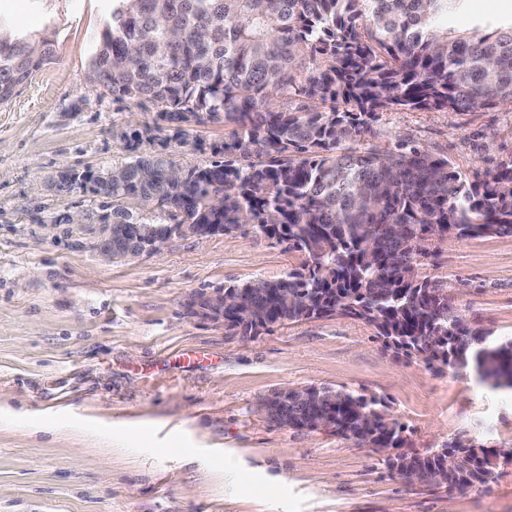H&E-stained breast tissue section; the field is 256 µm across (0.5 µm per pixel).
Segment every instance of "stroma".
<instances>
[{
  "label": "stroma",
  "mask_w": 512,
  "mask_h": 512,
  "mask_svg": "<svg viewBox=\"0 0 512 512\" xmlns=\"http://www.w3.org/2000/svg\"><path fill=\"white\" fill-rule=\"evenodd\" d=\"M111 7L0 0L1 23L47 30L53 47L0 105V512H512V461L500 460L482 488H411L370 448L256 413L287 388L347 386L382 398L417 449L464 436L512 451L511 394L466 370L396 357L364 322L305 321L243 338L195 315L201 295L283 277L299 254L248 225L100 261V198L57 190L54 176L149 153L203 166L225 137L223 125L194 122L175 137L151 104L113 101L89 83ZM511 18L512 0H472L452 25ZM148 127L151 137L130 146ZM377 132L376 145L416 142L469 174L512 158V105L387 112ZM429 270L463 315L512 336V237L448 238ZM28 413L47 432L32 434Z\"/></svg>",
  "instance_id": "stroma-1"
}]
</instances>
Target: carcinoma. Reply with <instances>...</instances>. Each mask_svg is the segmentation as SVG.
Returning a JSON list of instances; mask_svg holds the SVG:
<instances>
[{"label": "carcinoma", "mask_w": 512, "mask_h": 512, "mask_svg": "<svg viewBox=\"0 0 512 512\" xmlns=\"http://www.w3.org/2000/svg\"><path fill=\"white\" fill-rule=\"evenodd\" d=\"M466 2L112 0L89 81L117 101L150 103L177 138L190 121L229 134L205 166L140 155L90 187L70 170L56 186L101 198L98 223L126 251L138 249L145 224H216L224 235L250 224L304 257L282 278L224 285L257 312L244 322L224 309L226 331L357 319L398 357L512 391V336L467 319L446 281L423 272L448 235L512 237V159L469 176L421 146L368 143L383 112L512 101V20L459 31L452 17ZM50 58L48 40L0 24V104ZM288 398V428L322 411L321 428L338 438L402 449L386 464L412 486L483 487L508 458L465 437L414 450L383 399L345 386L291 388ZM450 457L463 466L448 471Z\"/></svg>", "instance_id": "cac0c4a2"}]
</instances>
